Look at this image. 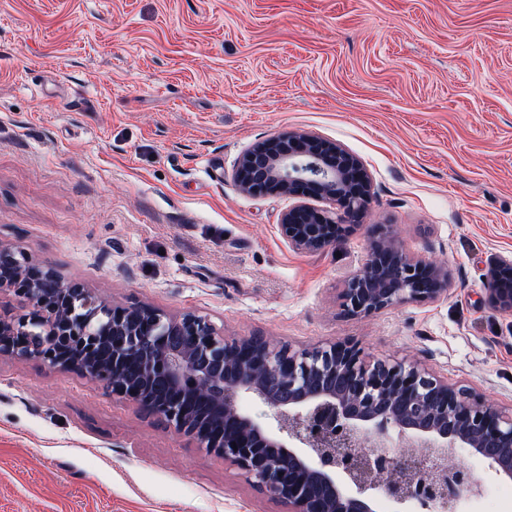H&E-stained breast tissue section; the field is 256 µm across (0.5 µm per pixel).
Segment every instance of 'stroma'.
<instances>
[{
    "label": "stroma",
    "mask_w": 512,
    "mask_h": 512,
    "mask_svg": "<svg viewBox=\"0 0 512 512\" xmlns=\"http://www.w3.org/2000/svg\"><path fill=\"white\" fill-rule=\"evenodd\" d=\"M341 143L362 227L302 253L284 196L239 193L250 145ZM445 261L448 295L350 320L371 227ZM108 304L226 336L351 338L512 403V0H0V245ZM0 512H288L223 458L77 372L0 357ZM485 292L494 308L512 313V259H500L490 268Z\"/></svg>",
    "instance_id": "1"
}]
</instances>
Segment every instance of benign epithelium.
I'll list each match as a JSON object with an SVG mask.
<instances>
[{"instance_id": "1", "label": "benign epithelium", "mask_w": 512, "mask_h": 512, "mask_svg": "<svg viewBox=\"0 0 512 512\" xmlns=\"http://www.w3.org/2000/svg\"><path fill=\"white\" fill-rule=\"evenodd\" d=\"M235 186L251 196L302 199L283 212L279 231L304 253L342 241L372 191L356 156L308 132L248 147ZM306 198L329 201L336 213ZM485 292L494 308L512 313V259L490 268ZM447 294V266L408 254L395 229L380 226L364 266L345 281L340 310L356 319ZM2 295L19 307L0 311V356L79 373L224 458L288 512H375L380 500L394 512H455L459 501L482 494L484 478L453 463L452 448L468 449L512 481V405L490 404L416 361L372 359L349 338L294 348L266 336L227 338L191 312L111 307L84 284L3 245ZM242 398L266 404L271 423L244 412Z\"/></svg>"}]
</instances>
